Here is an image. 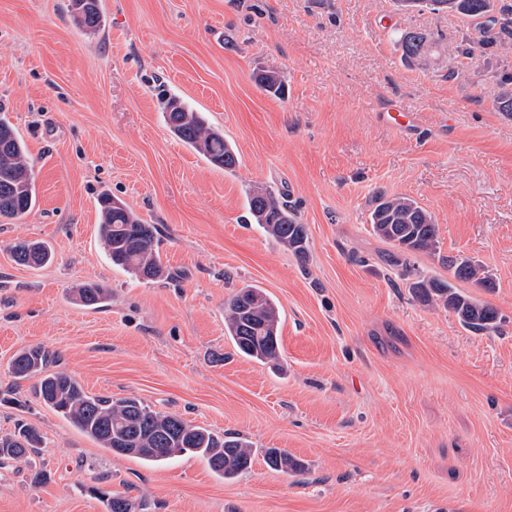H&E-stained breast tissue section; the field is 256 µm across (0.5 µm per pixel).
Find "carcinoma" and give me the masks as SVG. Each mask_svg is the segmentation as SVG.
<instances>
[{"label": "carcinoma", "instance_id": "obj_1", "mask_svg": "<svg viewBox=\"0 0 512 512\" xmlns=\"http://www.w3.org/2000/svg\"><path fill=\"white\" fill-rule=\"evenodd\" d=\"M396 9L410 11L427 8L432 12L458 15L473 22L479 37H466L446 51L457 58L472 60L478 55L505 50L512 37V4L500 0H394ZM75 24L94 33L102 24L99 0H70ZM406 59L423 62L438 54V44L429 34L405 31L399 37ZM260 87L270 93L281 92L282 82L274 72L258 77ZM159 109L169 131L184 144L204 156L212 165L232 173L240 164L233 145L224 132L212 125L201 112L189 107L179 96L163 93ZM246 221L259 225L278 244L300 261L308 258L306 226L296 212L281 201L270 186L255 183L246 191ZM36 202V185L24 141L11 124L0 118V223L18 220ZM101 222L98 234L112 264L145 282L171 277L159 249L158 229L147 224L122 200L108 192L98 195ZM369 224L379 238L396 253L393 262L415 253L436 254L438 230L434 218L417 200L409 196H375ZM14 261L23 266H42L52 259L39 241H19L12 247ZM457 281L471 283L487 292L495 281L485 267L467 257L442 259ZM421 300L442 304L451 310L460 324L475 333L495 331L501 316L494 307L461 293L451 282L422 277L409 284ZM72 298L87 307H96L108 298L97 284H79ZM281 314L277 302L262 289L244 286L224 303V332L244 358L260 365L280 359ZM58 354L44 346L19 352L11 362L12 372L20 379L38 377L36 392L40 400L62 415L80 432L118 456H130L148 466H157L175 456L192 454L202 458L211 471L224 480H232L250 467L253 449L245 439L231 433L218 434L193 425L178 415L151 409L134 397L112 399L88 394L68 372L55 369ZM41 443L40 433L22 426L12 435L0 437V458L25 462ZM270 468L294 474L304 465L288 451L271 448L267 452ZM107 512H140L142 502L122 493H102Z\"/></svg>", "mask_w": 512, "mask_h": 512}]
</instances>
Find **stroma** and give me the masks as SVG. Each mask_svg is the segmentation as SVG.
I'll return each mask as SVG.
<instances>
[{
	"label": "stroma",
	"mask_w": 512,
	"mask_h": 512,
	"mask_svg": "<svg viewBox=\"0 0 512 512\" xmlns=\"http://www.w3.org/2000/svg\"><path fill=\"white\" fill-rule=\"evenodd\" d=\"M102 6L90 34L69 0H0V116L26 143L37 192L30 213L0 224V436L27 424L44 440L27 462L0 464V512H105L101 492L123 490L144 512H512V114L494 106L512 49L406 62L404 31L447 45L473 29L393 0ZM262 70L279 73L282 96L258 87ZM163 89L223 129L234 173L170 134ZM392 108L414 115L412 130L382 120ZM255 182L305 224L307 263L244 223ZM104 190L160 229L171 279L112 265ZM379 193L432 214L439 257L387 262L393 248L368 222ZM19 239L45 242L52 261L17 265L7 247ZM457 254L492 275L494 291L458 288L499 311L498 331L471 332L411 294L416 276L447 278L441 259ZM83 282L108 290L103 306L75 304ZM246 284L280 307L277 367L224 335V303ZM35 346L89 393L240 434L249 472L112 455L11 373ZM270 448L304 471L271 470Z\"/></svg>",
	"instance_id": "35a3bbf8"
}]
</instances>
